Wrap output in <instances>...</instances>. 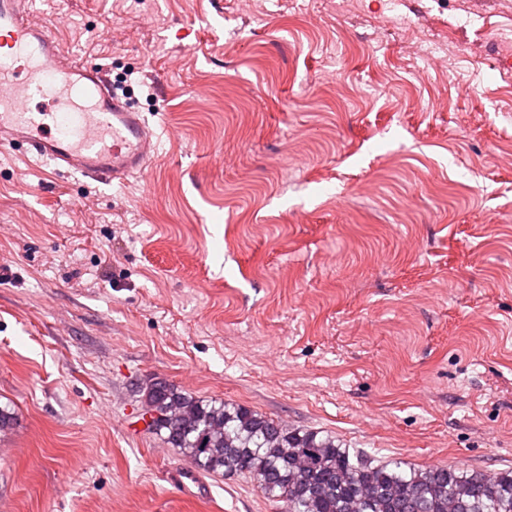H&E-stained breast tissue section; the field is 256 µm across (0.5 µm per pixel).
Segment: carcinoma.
Masks as SVG:
<instances>
[{
	"label": "carcinoma",
	"instance_id": "cac0c4a2",
	"mask_svg": "<svg viewBox=\"0 0 512 512\" xmlns=\"http://www.w3.org/2000/svg\"><path fill=\"white\" fill-rule=\"evenodd\" d=\"M140 393L148 431L202 473L256 483L284 512H512V469L405 471L375 464L333 436L201 400L161 378Z\"/></svg>",
	"mask_w": 512,
	"mask_h": 512
}]
</instances>
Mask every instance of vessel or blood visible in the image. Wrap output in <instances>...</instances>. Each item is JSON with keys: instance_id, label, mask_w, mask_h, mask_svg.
Returning <instances> with one entry per match:
<instances>
[{"instance_id": "obj_1", "label": "vessel or blood", "mask_w": 512, "mask_h": 512, "mask_svg": "<svg viewBox=\"0 0 512 512\" xmlns=\"http://www.w3.org/2000/svg\"><path fill=\"white\" fill-rule=\"evenodd\" d=\"M54 103L34 112L33 100ZM0 144L49 162L56 176L111 185L142 173L154 156L141 112L112 92L108 72L68 55L26 0H0Z\"/></svg>"}]
</instances>
